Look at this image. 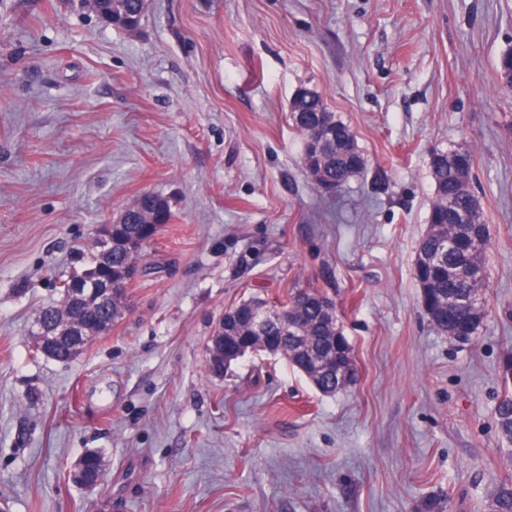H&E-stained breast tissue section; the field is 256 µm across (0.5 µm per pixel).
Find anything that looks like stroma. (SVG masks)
Wrapping results in <instances>:
<instances>
[{
	"label": "stroma",
	"instance_id": "obj_1",
	"mask_svg": "<svg viewBox=\"0 0 512 512\" xmlns=\"http://www.w3.org/2000/svg\"><path fill=\"white\" fill-rule=\"evenodd\" d=\"M512 0H149L136 33L82 0H0V500L8 512H487L512 479L494 410L512 352ZM303 87L368 160L333 196L288 120ZM475 155L490 228L477 335L438 332L413 270L433 151ZM172 221L121 318L61 363L39 307L140 193ZM336 304L357 382L281 356L210 368L229 307ZM104 472L70 473L86 450Z\"/></svg>",
	"mask_w": 512,
	"mask_h": 512
}]
</instances>
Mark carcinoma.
Here are the masks:
<instances>
[{
	"label": "carcinoma",
	"mask_w": 512,
	"mask_h": 512,
	"mask_svg": "<svg viewBox=\"0 0 512 512\" xmlns=\"http://www.w3.org/2000/svg\"><path fill=\"white\" fill-rule=\"evenodd\" d=\"M140 0H112L105 20L119 25H140ZM500 84L512 89V49L498 62ZM289 119L302 139L303 167L323 191L341 189L347 181L367 169V158L359 149L351 129L336 113L328 110L315 91L302 88L290 103ZM475 155L467 149L440 151L432 154L431 178L434 199L428 218V230L422 237L413 275L420 288L421 303L427 317L442 334L451 338L465 330L474 336L485 317L489 282L485 264L486 246L475 245L474 234L489 237V225L478 196L471 188ZM166 199L146 193L139 195L123 210L121 222L112 225V253L80 249L68 278L61 281V298L43 306L38 313L31 338L37 351L51 342L48 357L58 361L73 358L78 349L67 336H44L38 326L53 327L63 322L79 323L88 328L111 325L121 316L126 298L114 297L101 311L94 303L75 304L77 288H88L85 270L95 269L101 280L124 279L135 256L127 250V242L143 237L153 240L170 220ZM325 295L311 288H297L285 302L270 309L288 318V325H269L266 335L280 337V355L294 367L311 374L324 394L345 388L340 377L352 369L353 354L349 343L344 349L336 345L343 334L340 318L327 315ZM254 314L245 310L234 328L238 336H254ZM501 396L495 408L500 436L512 443V355L506 356L499 372ZM86 486L97 485L103 471L100 451H85L77 463ZM489 512H512V482L499 484L494 491Z\"/></svg>",
	"instance_id": "obj_1"
}]
</instances>
